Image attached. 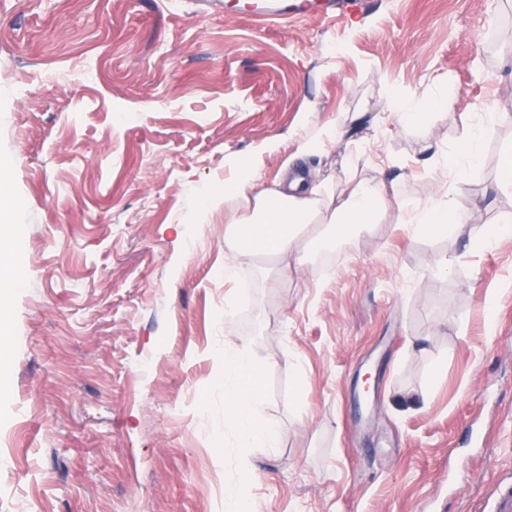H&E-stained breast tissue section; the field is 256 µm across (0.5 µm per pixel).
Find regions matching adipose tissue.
<instances>
[{"label":"adipose tissue","instance_id":"1","mask_svg":"<svg viewBox=\"0 0 512 512\" xmlns=\"http://www.w3.org/2000/svg\"><path fill=\"white\" fill-rule=\"evenodd\" d=\"M303 175H295L283 189H271L245 172L224 183V200L243 198L244 211L234 213L224 227V243L231 255L261 253L279 260L301 253L313 240L354 239L362 230L381 223L400 210L396 187L364 179L340 191L307 196ZM226 374L235 377V390L224 399V410L236 426L241 450L273 443L276 434L258 419L261 367L244 349L225 345L220 353Z\"/></svg>","mask_w":512,"mask_h":512}]
</instances>
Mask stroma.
I'll list each match as a JSON object with an SVG mask.
<instances>
[{"label": "stroma", "mask_w": 512, "mask_h": 512, "mask_svg": "<svg viewBox=\"0 0 512 512\" xmlns=\"http://www.w3.org/2000/svg\"><path fill=\"white\" fill-rule=\"evenodd\" d=\"M419 104L404 124L398 102ZM479 163L449 173L466 127ZM512 0L259 29L224 0H0V512H490L512 474ZM398 179L405 220L224 277L235 164ZM480 206L496 239L420 232ZM265 365L239 456L220 352Z\"/></svg>", "instance_id": "stroma-1"}]
</instances>
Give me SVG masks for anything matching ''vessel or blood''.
Listing matches in <instances>:
<instances>
[{
  "label": "vessel or blood",
  "instance_id": "obj_1",
  "mask_svg": "<svg viewBox=\"0 0 512 512\" xmlns=\"http://www.w3.org/2000/svg\"><path fill=\"white\" fill-rule=\"evenodd\" d=\"M368 0H237L235 11L264 24H284L295 18L340 16L363 10ZM491 512H512V477L499 482Z\"/></svg>",
  "mask_w": 512,
  "mask_h": 512
}]
</instances>
